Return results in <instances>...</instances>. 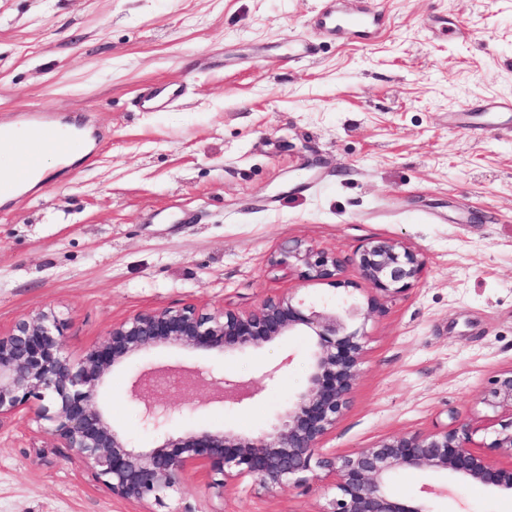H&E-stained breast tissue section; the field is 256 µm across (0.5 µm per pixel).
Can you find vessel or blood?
Masks as SVG:
<instances>
[{
	"label": "vessel or blood",
	"mask_w": 512,
	"mask_h": 512,
	"mask_svg": "<svg viewBox=\"0 0 512 512\" xmlns=\"http://www.w3.org/2000/svg\"><path fill=\"white\" fill-rule=\"evenodd\" d=\"M385 23L383 11L373 8H360L348 12H337L329 0H321L315 14L309 21L310 27L319 33L342 31L357 37L373 36ZM183 84L172 82L163 86L147 87L142 95V106L151 110L159 104L175 101L183 97ZM512 113V100H490L478 107L467 109L465 115L457 116L455 125L468 133L484 130L481 118L494 114L495 128L507 130L512 134V120H507V113ZM22 130L28 135L27 140L14 144L16 156L11 173L0 178V200L15 201L21 189L31 180L39 166L40 155L29 145L36 139L47 143L61 156H70L77 140L82 135L81 127L67 132H60L56 117L48 112L27 110L8 116L4 126L0 127V136L8 137L12 132Z\"/></svg>",
	"instance_id": "vessel-or-blood-1"
}]
</instances>
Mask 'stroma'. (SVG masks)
Instances as JSON below:
<instances>
[{
    "label": "stroma",
    "instance_id": "obj_1",
    "mask_svg": "<svg viewBox=\"0 0 512 512\" xmlns=\"http://www.w3.org/2000/svg\"><path fill=\"white\" fill-rule=\"evenodd\" d=\"M338 2L379 5L385 33L322 37L306 26L317 0H0V117L44 110L87 126L76 165L0 207V331L54 307L76 361L147 309L369 303L358 377L323 453L465 423L474 447L510 469L490 443L512 408L480 396L512 369V136L464 132L450 115L512 99V0ZM300 36L314 57L289 58ZM168 81L185 97L140 111L143 89ZM372 238L418 254L421 277L378 293L354 261ZM294 242L338 256L347 289L278 264ZM306 349L293 337L212 362L152 351L112 373L99 400L149 447L157 433L131 378L175 366L197 382L190 399L170 392L173 427L252 435L307 386ZM287 356L280 384L261 381ZM214 367L256 381L255 396L224 411ZM390 492L433 512H512V493L418 470L399 471ZM336 494L326 469L270 493L245 477L220 499L187 471L162 499L128 501L32 409L0 419V512H328Z\"/></svg>",
    "mask_w": 512,
    "mask_h": 512
}]
</instances>
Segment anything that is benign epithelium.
Returning <instances> with one entry per match:
<instances>
[{
    "mask_svg": "<svg viewBox=\"0 0 512 512\" xmlns=\"http://www.w3.org/2000/svg\"><path fill=\"white\" fill-rule=\"evenodd\" d=\"M287 255L302 263L308 280L341 287L337 256L298 243ZM356 261L384 294L400 292L424 267L416 253L384 239L363 244ZM369 313L355 302L308 304L290 296L267 300L249 312H210L194 305L148 309L113 324L75 362L66 354L59 314L42 308L0 333V418L14 415L33 398L41 401L35 418L47 423L48 433L86 460L113 495L137 502L160 498L188 470L210 478V488L222 498L226 485L239 478L251 477L272 492L307 480L317 468L329 469L336 474L338 493L327 512H433L424 501L409 505L390 494L403 469L443 472L461 484L512 491V469L492 468L471 447L466 424L394 438L338 461L322 455L320 441L335 425L358 374L362 334L354 324ZM290 336L308 341V387L288 394L284 412L257 436L228 435L216 427L167 429L172 420L168 383L178 380L183 391L192 384L191 377L173 368L143 370L133 381L142 423L159 431L149 448L135 447L128 431L114 425L98 402L112 372L152 350H186L211 360ZM290 363L285 358L263 371L261 379L279 383ZM209 377L216 389L213 401L228 409L255 394L249 381L227 379L217 370ZM482 402L512 408V370L489 382ZM490 447L512 458V424L497 432Z\"/></svg>",
    "mask_w": 512,
    "mask_h": 512,
    "instance_id": "obj_1",
    "label": "benign epithelium"
}]
</instances>
